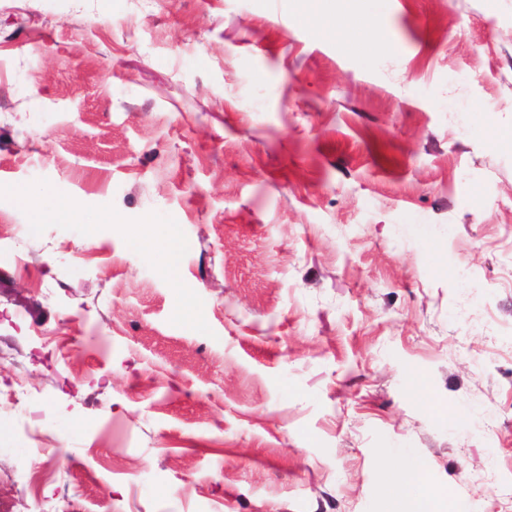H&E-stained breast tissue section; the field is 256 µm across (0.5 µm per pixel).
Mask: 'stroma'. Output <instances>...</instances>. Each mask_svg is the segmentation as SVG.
<instances>
[{
  "label": "stroma",
  "instance_id": "35a3bbf8",
  "mask_svg": "<svg viewBox=\"0 0 512 512\" xmlns=\"http://www.w3.org/2000/svg\"><path fill=\"white\" fill-rule=\"evenodd\" d=\"M509 128L512 0H0V506L512 512ZM403 461L395 469H388L385 474L384 492L390 500L398 499L401 489L421 481V472L417 460L410 453H401ZM457 499L448 489L428 492L418 499L409 510H392L390 512H457Z\"/></svg>",
  "mask_w": 512,
  "mask_h": 512
}]
</instances>
